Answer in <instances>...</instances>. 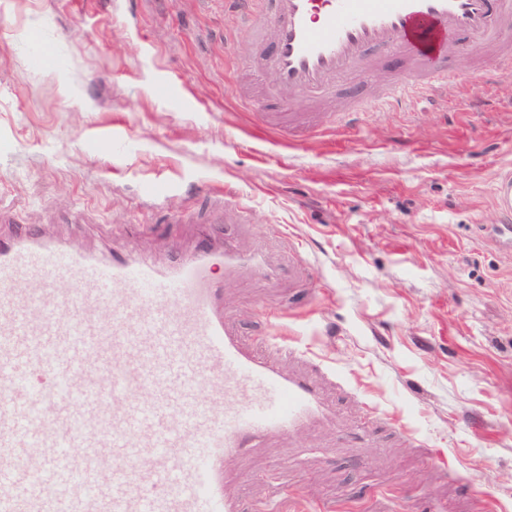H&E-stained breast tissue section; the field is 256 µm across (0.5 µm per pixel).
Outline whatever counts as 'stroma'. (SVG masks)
I'll use <instances>...</instances> for the list:
<instances>
[{
  "mask_svg": "<svg viewBox=\"0 0 512 512\" xmlns=\"http://www.w3.org/2000/svg\"><path fill=\"white\" fill-rule=\"evenodd\" d=\"M251 43L224 0H0V208L163 264L217 186L251 221L216 232L248 249L276 224L300 248L312 287L225 282L224 303L248 341L298 348L289 368L335 370L337 418L230 459L239 512H512V76L468 81L464 57L436 106L296 139L241 97ZM497 205L504 215V223L498 224L496 234L499 243L507 248L512 247V175L506 173L501 176L497 188Z\"/></svg>",
  "mask_w": 512,
  "mask_h": 512,
  "instance_id": "1",
  "label": "stroma"
}]
</instances>
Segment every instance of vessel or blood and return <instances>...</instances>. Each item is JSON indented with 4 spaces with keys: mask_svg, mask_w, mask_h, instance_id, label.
Here are the masks:
<instances>
[{
    "mask_svg": "<svg viewBox=\"0 0 512 512\" xmlns=\"http://www.w3.org/2000/svg\"><path fill=\"white\" fill-rule=\"evenodd\" d=\"M273 4L268 14L257 0H224L253 37L243 67L262 82L253 101L302 93L320 104L279 113L294 130L312 134L334 114L386 101L440 97L464 55L496 57L494 69L476 67L482 83L512 72V0ZM369 70L385 74L372 95L337 99L339 82ZM214 201L199 250L164 267L0 235V512H236L227 460L333 418L318 385L228 327L222 302L224 281L246 272L270 285L296 277L305 259L283 269L230 237L215 248L212 225L245 224L249 213L222 191ZM496 202L505 218L498 241L511 248V174Z\"/></svg>",
    "mask_w": 512,
    "mask_h": 512,
    "instance_id": "b4317fda",
    "label": "vessel or blood"
}]
</instances>
